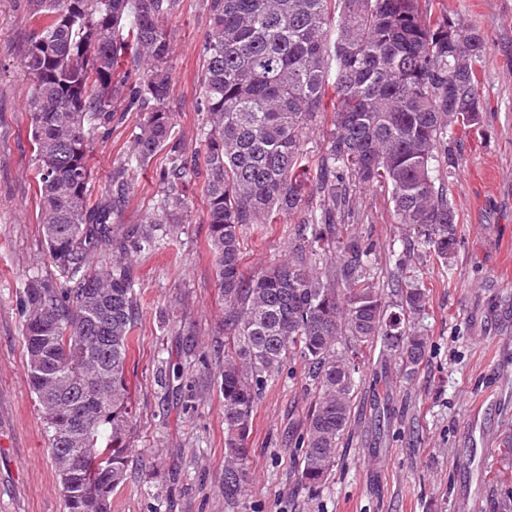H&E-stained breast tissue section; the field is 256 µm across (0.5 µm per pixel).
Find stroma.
<instances>
[{
    "label": "stroma",
    "mask_w": 512,
    "mask_h": 512,
    "mask_svg": "<svg viewBox=\"0 0 512 512\" xmlns=\"http://www.w3.org/2000/svg\"><path fill=\"white\" fill-rule=\"evenodd\" d=\"M485 45L480 74L485 106L480 133L456 129L449 177L461 243L452 285L427 261L418 234L395 223L380 186H352L374 243L375 272L387 283L397 258L422 278L429 298L418 325L428 353L407 381L395 362L375 356L363 370L352 421L328 481L314 493L297 486L291 455L308 407L300 361L264 391L248 439L249 484L236 512H491L492 486L512 481V456L490 454L512 434V0H444ZM35 27L26 0H0V512H67L26 376L22 285L57 276L38 220V168L29 133L30 80L25 50ZM172 34L174 133L187 152L202 150L198 110L203 46L202 0H182ZM136 120L116 117L91 142L93 202H109L112 169ZM164 155L139 168L112 216L118 238L150 236L129 250L138 305L126 365L133 429L127 480L111 512H227L224 506V294L207 245L205 179L187 181L186 222L177 239L148 224L163 195ZM294 227L248 224L241 247L248 269L288 252ZM181 379H171L172 370Z\"/></svg>",
    "instance_id": "35a3bbf8"
}]
</instances>
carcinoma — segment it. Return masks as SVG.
<instances>
[{
  "label": "carcinoma",
  "instance_id": "carcinoma-1",
  "mask_svg": "<svg viewBox=\"0 0 512 512\" xmlns=\"http://www.w3.org/2000/svg\"><path fill=\"white\" fill-rule=\"evenodd\" d=\"M181 0H28L37 21L25 53L32 90L30 135L39 169V223L50 262L77 286L33 278L23 288L27 379L43 419L68 512H110L126 479L132 414L125 368L137 324L126 245L112 268L91 256L112 242V204L90 205V139L116 112L136 113L112 173H131L159 153L165 194L150 224H180L198 155L173 136L171 34ZM200 111L209 245L224 293V503L248 483L246 443L268 384L293 358L311 381L298 436V480H327L351 420L367 353L419 371L428 338L416 326L429 290L371 277L372 247L350 230L360 212L346 180L387 188L396 223L423 237L448 268L460 243L458 215L436 187L453 128L479 129L484 66L478 29L455 23L430 0H205ZM132 54L136 71L121 70ZM331 115L323 151L306 130ZM294 221L288 255L244 270L246 224ZM334 253L320 269L313 260Z\"/></svg>",
  "mask_w": 512,
  "mask_h": 512
}]
</instances>
